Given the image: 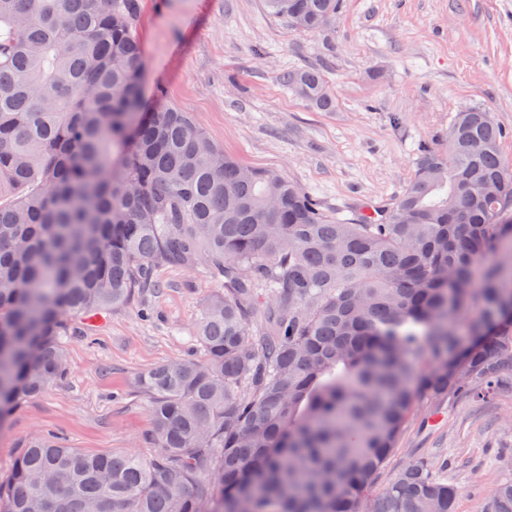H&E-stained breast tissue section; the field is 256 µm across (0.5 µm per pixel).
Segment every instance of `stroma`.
Instances as JSON below:
<instances>
[{
    "instance_id": "stroma-1",
    "label": "stroma",
    "mask_w": 512,
    "mask_h": 512,
    "mask_svg": "<svg viewBox=\"0 0 512 512\" xmlns=\"http://www.w3.org/2000/svg\"><path fill=\"white\" fill-rule=\"evenodd\" d=\"M142 95L192 115L226 157L272 168L329 214L391 202L412 178L418 151L446 147L456 112H492L512 165V0H341L311 33L271 16L264 0H139ZM321 72L336 99L313 110L281 80ZM137 308L102 314L67 343L66 378L0 426V483L25 440L58 433L89 453L149 457L150 400L138 376L156 364L201 358L192 341L216 283L205 265L164 266ZM460 486L459 512H481L485 492L512 463V398L418 410L376 481L384 487L416 456Z\"/></svg>"
}]
</instances>
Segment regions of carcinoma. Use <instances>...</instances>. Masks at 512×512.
Here are the masks:
<instances>
[{
    "mask_svg": "<svg viewBox=\"0 0 512 512\" xmlns=\"http://www.w3.org/2000/svg\"><path fill=\"white\" fill-rule=\"evenodd\" d=\"M323 30L340 0H265ZM138 0H0V419L67 372L87 318L132 307L159 266L205 262L220 289L203 359L138 377L153 452L30 437L0 512H363L425 403L512 397V167L492 113L459 112L448 152L371 215L339 219L224 156L141 93ZM282 81L316 111L322 75ZM421 456L371 512H456ZM482 512H512V472Z\"/></svg>",
    "mask_w": 512,
    "mask_h": 512,
    "instance_id": "cac0c4a2",
    "label": "carcinoma"
}]
</instances>
